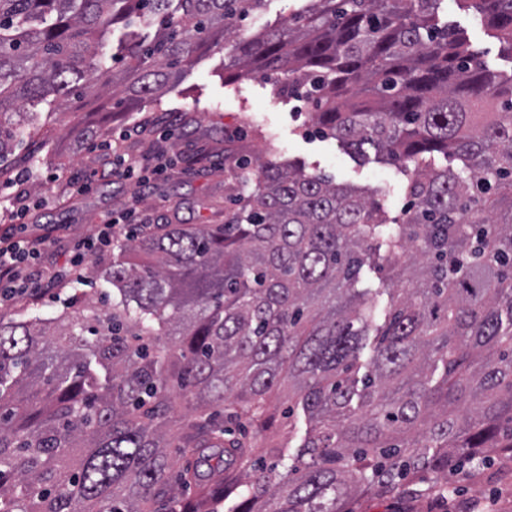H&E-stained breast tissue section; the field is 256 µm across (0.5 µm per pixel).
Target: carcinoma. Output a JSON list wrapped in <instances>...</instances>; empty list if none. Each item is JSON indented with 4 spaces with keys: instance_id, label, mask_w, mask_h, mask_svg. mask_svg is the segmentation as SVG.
Listing matches in <instances>:
<instances>
[{
    "instance_id": "obj_1",
    "label": "carcinoma",
    "mask_w": 512,
    "mask_h": 512,
    "mask_svg": "<svg viewBox=\"0 0 512 512\" xmlns=\"http://www.w3.org/2000/svg\"><path fill=\"white\" fill-rule=\"evenodd\" d=\"M267 2L0 0V171L49 96L155 97L229 44L235 74L305 95L326 135L401 164L408 198L391 218L365 190L271 159L247 192L231 166L224 223L124 245L104 270L118 301L0 315V512H213L218 492L227 512H346L431 473L444 488L483 448L512 455V74L440 23L443 0H306L241 33ZM456 3L512 52V0ZM370 264L407 284L380 321L358 287ZM285 379L306 436L243 480L252 448L218 409L263 433ZM169 448L197 469L171 478Z\"/></svg>"
}]
</instances>
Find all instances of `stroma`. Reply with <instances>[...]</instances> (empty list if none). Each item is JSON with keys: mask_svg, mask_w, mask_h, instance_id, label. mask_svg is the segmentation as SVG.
<instances>
[{"mask_svg": "<svg viewBox=\"0 0 512 512\" xmlns=\"http://www.w3.org/2000/svg\"><path fill=\"white\" fill-rule=\"evenodd\" d=\"M449 25L467 35L480 61L501 75L512 74V54L504 51L475 9L445 0ZM317 109L306 98L276 93L268 80L231 77L224 68V52L211 50L186 68L161 100L143 99L124 108L112 91L80 101L70 100L53 113L41 112L44 124L36 137H24L8 170L0 173V201L24 190L28 207L25 222L31 234H47L44 256L64 260L72 239L92 235L105 215H119L129 207L157 224H220L229 202L224 183L229 161H238L239 178L253 185L261 161H291L310 173L330 177L339 184L369 189L380 206L398 216L407 203L406 177L399 165L380 158L372 145L355 153L341 141L315 135ZM94 129L102 136L125 130L129 136L119 152L151 158L164 148L177 162L175 172L140 191L131 181H112L79 194L76 181L89 169L109 163L106 151L85 136ZM30 172L24 187L15 176ZM103 277L90 276L53 290L39 300L8 307L15 318L29 312L56 316L72 302L111 294ZM273 427L265 445L287 443L296 449L307 429L305 417L288 419V391L271 397ZM485 462L473 480H459L455 493L376 497L364 495L348 504L350 512H466L469 505L496 502L499 512H512V463L494 449H486Z\"/></svg>", "mask_w": 512, "mask_h": 512, "instance_id": "stroma-1", "label": "stroma"}]
</instances>
